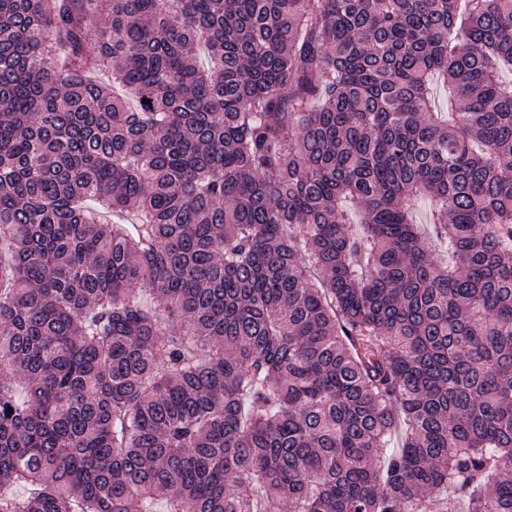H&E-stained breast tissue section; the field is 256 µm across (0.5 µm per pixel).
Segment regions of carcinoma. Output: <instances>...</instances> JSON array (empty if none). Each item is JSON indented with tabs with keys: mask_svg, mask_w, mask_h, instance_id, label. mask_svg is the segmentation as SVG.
Returning <instances> with one entry per match:
<instances>
[{
	"mask_svg": "<svg viewBox=\"0 0 512 512\" xmlns=\"http://www.w3.org/2000/svg\"><path fill=\"white\" fill-rule=\"evenodd\" d=\"M507 70L512 0H0V512H512Z\"/></svg>",
	"mask_w": 512,
	"mask_h": 512,
	"instance_id": "cac0c4a2",
	"label": "carcinoma"
}]
</instances>
